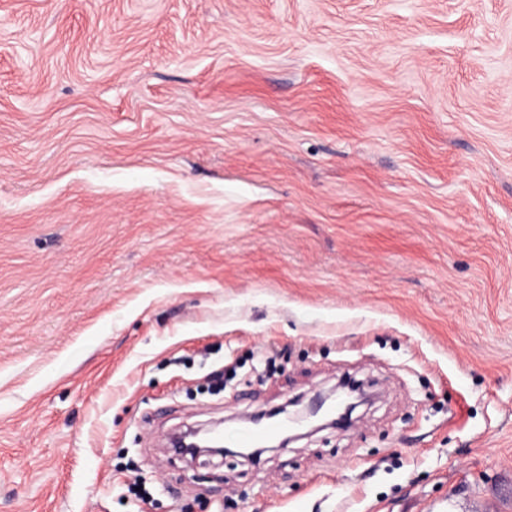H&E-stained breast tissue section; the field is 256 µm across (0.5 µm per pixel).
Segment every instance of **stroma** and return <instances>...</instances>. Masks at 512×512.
<instances>
[{
    "label": "stroma",
    "mask_w": 512,
    "mask_h": 512,
    "mask_svg": "<svg viewBox=\"0 0 512 512\" xmlns=\"http://www.w3.org/2000/svg\"><path fill=\"white\" fill-rule=\"evenodd\" d=\"M0 512H512V0H0ZM289 429H292V422L281 419L271 420L259 430L253 429L247 423H234L225 428L224 434L233 448H253L259 438H274L288 433Z\"/></svg>",
    "instance_id": "obj_1"
}]
</instances>
